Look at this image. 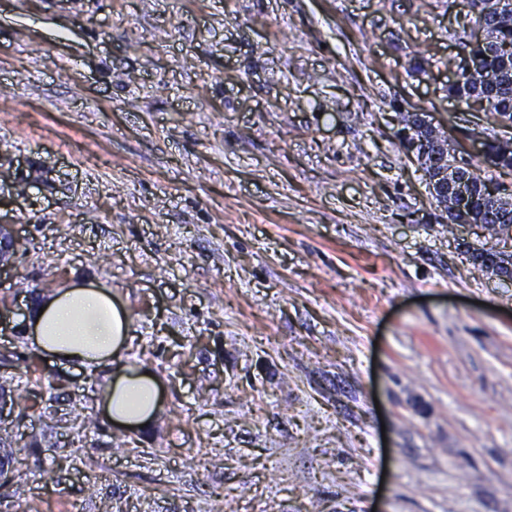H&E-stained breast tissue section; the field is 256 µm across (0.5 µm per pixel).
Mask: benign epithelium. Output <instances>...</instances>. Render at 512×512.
<instances>
[{
	"label": "benign epithelium",
	"mask_w": 512,
	"mask_h": 512,
	"mask_svg": "<svg viewBox=\"0 0 512 512\" xmlns=\"http://www.w3.org/2000/svg\"><path fill=\"white\" fill-rule=\"evenodd\" d=\"M406 146L409 153L419 152L421 168L438 206L450 209L455 224L461 227H483L475 222L464 203L474 183L475 170L470 158L451 144L422 114L412 115L407 123ZM484 195L489 200L488 217L496 221L499 238L512 237V188L486 184ZM480 254L477 262L484 263L486 272L500 280H512V254H506L492 244L474 247Z\"/></svg>",
	"instance_id": "1"
}]
</instances>
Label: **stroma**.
Wrapping results in <instances>:
<instances>
[{
  "label": "stroma",
  "mask_w": 512,
  "mask_h": 512,
  "mask_svg": "<svg viewBox=\"0 0 512 512\" xmlns=\"http://www.w3.org/2000/svg\"><path fill=\"white\" fill-rule=\"evenodd\" d=\"M471 0H0V353L82 280L115 365L40 361L0 512H512V281L474 266L397 122L450 99ZM104 398L107 415L118 425L144 427L160 410L156 381L145 372L129 371L119 365ZM130 398H137L140 401V407L135 413H129L122 407L123 402Z\"/></svg>",
  "instance_id": "35a3bbf8"
}]
</instances>
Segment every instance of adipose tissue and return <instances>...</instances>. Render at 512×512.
<instances>
[{"mask_svg":"<svg viewBox=\"0 0 512 512\" xmlns=\"http://www.w3.org/2000/svg\"><path fill=\"white\" fill-rule=\"evenodd\" d=\"M28 326L41 351L56 361L117 364L105 391V409L118 425H148L160 410L156 381L121 367L131 320L111 289L75 285L32 305Z\"/></svg>","mask_w":512,"mask_h":512,"instance_id":"adipose-tissue-1","label":"adipose tissue"}]
</instances>
